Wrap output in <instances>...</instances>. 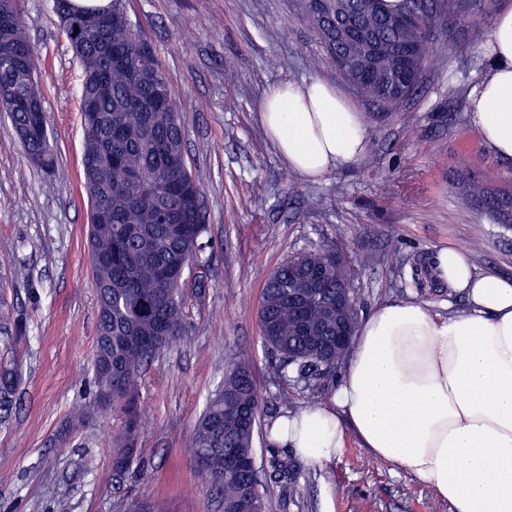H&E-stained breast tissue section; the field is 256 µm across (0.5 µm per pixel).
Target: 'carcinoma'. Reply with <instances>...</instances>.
<instances>
[{"label":"carcinoma","instance_id":"carcinoma-1","mask_svg":"<svg viewBox=\"0 0 512 512\" xmlns=\"http://www.w3.org/2000/svg\"><path fill=\"white\" fill-rule=\"evenodd\" d=\"M302 19L320 37L324 55L310 66L336 67L352 91L384 118L417 95L421 80L408 79L397 67V55L418 47L414 67L424 71L427 44L448 29V23L486 7L484 0H429L418 23L406 20L408 0L387 10L382 0H343V15L321 13L299 0ZM54 10L78 59L80 100L97 98V117L80 109L83 135L82 187L90 214L88 247L97 296L98 321L93 364L96 389L112 387V408L125 419V432L112 454L113 470L123 475L138 464L140 425L147 413L140 405V386L151 362L177 344L187 329L181 286L187 269L199 265L206 232L203 177L192 172L185 153L186 106L160 67L142 29L103 22V39L112 54L85 38L87 17L128 15L127 0H54ZM10 15L0 33V112L30 162L49 175L55 154L47 132L44 96L36 80L39 55L27 35L21 0H0V14ZM346 19L385 48L383 60L366 66L353 48L336 40V24ZM458 195L477 205L494 223L512 228V190L462 177ZM310 267L326 269L325 288L304 294L303 306L317 322L304 331L301 308L288 300V276ZM349 278L347 262L329 250L300 253L284 261L266 281L258 306L263 347L276 357L278 377L309 382L336 371L350 352L331 343L328 329L336 323V282ZM22 384L18 358L0 362V416L11 412ZM263 398L252 369L237 363L224 369V383L210 399L184 449L202 486L219 498L224 512H264V500L288 485V464L273 456L268 468L238 467V453L256 455Z\"/></svg>","mask_w":512,"mask_h":512}]
</instances>
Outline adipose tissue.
<instances>
[{"mask_svg":"<svg viewBox=\"0 0 512 512\" xmlns=\"http://www.w3.org/2000/svg\"><path fill=\"white\" fill-rule=\"evenodd\" d=\"M482 54L470 124L492 154L512 160V0L496 11ZM260 120L306 179L355 162L368 140L361 113L318 78L270 89ZM436 273L463 292L465 309L380 305L359 326L331 400L282 412L267 442L323 465L353 437L430 486L452 512H512V278L478 273L454 246L439 250Z\"/></svg>","mask_w":512,"mask_h":512,"instance_id":"1","label":"adipose tissue"}]
</instances>
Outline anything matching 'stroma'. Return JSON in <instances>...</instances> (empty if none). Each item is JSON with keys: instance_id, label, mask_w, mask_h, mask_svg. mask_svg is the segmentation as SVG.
Segmentation results:
<instances>
[{"instance_id": "35a3bbf8", "label": "stroma", "mask_w": 512, "mask_h": 512, "mask_svg": "<svg viewBox=\"0 0 512 512\" xmlns=\"http://www.w3.org/2000/svg\"><path fill=\"white\" fill-rule=\"evenodd\" d=\"M23 20L45 63L47 128L57 153L52 175L28 161L0 116V287L26 333L18 344L22 384L0 421V512H125L129 497L167 512H218L184 456L207 400L228 364L249 361L262 394V421L326 401L338 376L281 383L261 345L257 307L276 266L303 251H341L360 318L402 299L447 313L460 292L416 266L437 251H467L478 271L512 278V228L461 199V170L498 187L512 161L494 156L471 129L462 99L484 69L468 22L430 44L420 93L398 112L368 119L355 162L318 180L288 168L259 118L265 93L313 77L350 92L336 70L311 69L316 34L296 0H131L130 20L156 49L175 92L186 99V152L204 178L203 269L185 275L189 324L161 353L140 387L149 421L140 466L112 471L119 412L93 402L97 301L88 254V205L80 187L81 70L57 27L53 0H24ZM85 417L75 420L76 407ZM296 487L272 495L267 512H450L429 487L349 440L344 454L313 466L285 452Z\"/></svg>"}]
</instances>
